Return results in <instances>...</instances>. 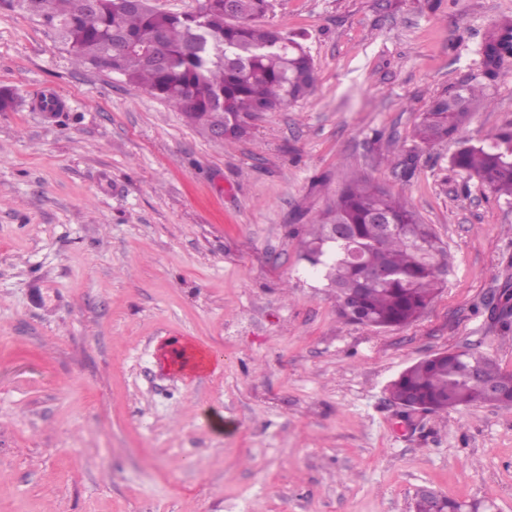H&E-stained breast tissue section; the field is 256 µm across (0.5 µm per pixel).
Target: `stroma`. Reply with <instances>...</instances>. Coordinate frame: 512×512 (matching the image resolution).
Listing matches in <instances>:
<instances>
[{
    "label": "stroma",
    "mask_w": 512,
    "mask_h": 512,
    "mask_svg": "<svg viewBox=\"0 0 512 512\" xmlns=\"http://www.w3.org/2000/svg\"><path fill=\"white\" fill-rule=\"evenodd\" d=\"M505 18L512 0H272L315 88L228 145L0 9V512H413L424 488L512 512V411L408 414L387 391L444 351L512 372L485 307L512 295V202L450 163L512 125V59L461 138H413ZM353 178L405 193L447 254L408 325L342 318L291 232ZM199 346L198 374L178 356Z\"/></svg>",
    "instance_id": "1"
}]
</instances>
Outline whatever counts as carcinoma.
<instances>
[{
	"label": "carcinoma",
	"instance_id": "cac0c4a2",
	"mask_svg": "<svg viewBox=\"0 0 512 512\" xmlns=\"http://www.w3.org/2000/svg\"><path fill=\"white\" fill-rule=\"evenodd\" d=\"M271 0H238V17L224 0H202L190 13L129 9L119 0H96L92 13L83 0H0V9L21 11L55 30L73 63L115 74L170 103L187 122L204 128L224 113L247 121L264 108L273 111L307 96L315 86V66L304 35H288L261 22ZM478 53L484 76L492 80L512 58V23L489 28ZM483 83L440 95L423 113L414 137L431 146L460 134L479 108L493 104ZM451 165L476 177L491 192L512 199V127L479 145L461 142ZM348 226L347 241H328L331 225ZM303 260L320 271L340 300L358 289V307L343 310L347 320L389 328L416 321L444 287L443 249L432 229L419 222L403 195L366 179L350 182L336 201L306 224ZM383 279L370 282L377 268ZM509 377L489 356L473 349L450 351L405 368L389 385L399 404L424 411L484 404L481 387Z\"/></svg>",
	"mask_w": 512,
	"mask_h": 512
}]
</instances>
